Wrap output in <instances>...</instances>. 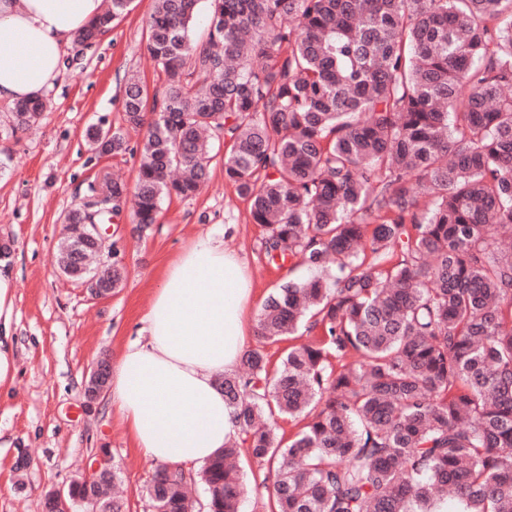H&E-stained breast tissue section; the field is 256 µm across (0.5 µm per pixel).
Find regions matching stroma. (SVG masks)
<instances>
[{"instance_id":"obj_1","label":"stroma","mask_w":512,"mask_h":512,"mask_svg":"<svg viewBox=\"0 0 512 512\" xmlns=\"http://www.w3.org/2000/svg\"><path fill=\"white\" fill-rule=\"evenodd\" d=\"M154 0H133L111 30L88 49L71 47L49 101L31 129L0 128V244L11 247L15 372L0 387V512H43L51 488L68 486L94 463L100 448L123 471L130 512H148L146 488L157 466L135 447L109 400L87 404L84 382L100 358L117 361L143 335L142 318L167 266L201 235L221 238L246 262L254 305L250 325L276 286L305 276L299 260L277 266L266 259L264 231L249 205L224 176V151L214 149L205 189L186 200H163L157 224L137 234L130 213L113 218L106 234L116 243L127 278L110 298L95 300L61 276L56 258L60 218L89 182L133 183L138 158L93 153L89 125L105 122L137 145L144 130L123 120L125 77L135 73L149 93L162 90L146 49V21Z\"/></svg>"}]
</instances>
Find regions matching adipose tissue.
<instances>
[{"label": "adipose tissue", "instance_id": "obj_1", "mask_svg": "<svg viewBox=\"0 0 512 512\" xmlns=\"http://www.w3.org/2000/svg\"><path fill=\"white\" fill-rule=\"evenodd\" d=\"M102 0H0V103L51 87L75 35ZM252 291L239 257L212 236L167 268L144 316L149 339L120 355L109 398L140 452L197 469L238 435L217 373L246 350Z\"/></svg>", "mask_w": 512, "mask_h": 512}]
</instances>
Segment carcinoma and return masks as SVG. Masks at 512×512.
I'll use <instances>...</instances> for the list:
<instances>
[{
  "label": "carcinoma",
  "instance_id": "obj_1",
  "mask_svg": "<svg viewBox=\"0 0 512 512\" xmlns=\"http://www.w3.org/2000/svg\"><path fill=\"white\" fill-rule=\"evenodd\" d=\"M131 2L110 0L76 44ZM197 2L155 0L147 20L166 80L153 96L125 83L140 147L86 129L139 165L133 188L106 185L112 206L90 184L66 211L60 267L91 277L84 225L127 204L145 233L163 198L198 192L221 141L266 258L312 273L268 295L261 338L309 341L275 365L243 354L220 381L238 438L198 473L205 503L161 465L151 512H240L243 456L267 468L272 512H442L450 495L458 512H512V0H211L195 37ZM45 107L14 103L11 133ZM285 417L304 421L287 440Z\"/></svg>",
  "mask_w": 512,
  "mask_h": 512
}]
</instances>
